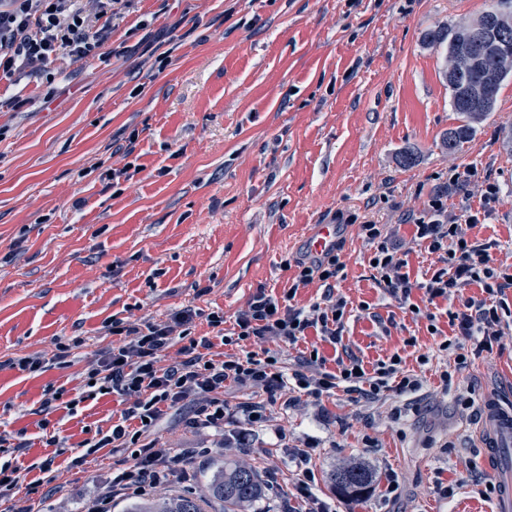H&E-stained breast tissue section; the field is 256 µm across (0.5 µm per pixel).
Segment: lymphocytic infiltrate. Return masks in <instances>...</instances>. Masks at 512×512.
Returning <instances> with one entry per match:
<instances>
[{"label": "lymphocytic infiltrate", "instance_id": "obj_1", "mask_svg": "<svg viewBox=\"0 0 512 512\" xmlns=\"http://www.w3.org/2000/svg\"><path fill=\"white\" fill-rule=\"evenodd\" d=\"M75 2L0 0V75L47 79L59 49L82 59L99 48L109 37L108 27L100 20L122 0H96L91 15ZM479 221V213L471 209L452 216L441 197L430 199L424 212L412 220L414 239L436 254L439 267L417 283L411 281L408 262L383 225L367 221L361 226L374 246L377 283L400 304H407L416 288L431 302L460 297V309L448 314L455 334L438 345L439 350L454 352V370L465 369L471 357L492 350L505 315L512 311L505 302L512 290V265L491 266L490 252L496 241H481L468 234ZM343 269L339 253L331 251L297 262L292 284L282 295L257 288L246 307L238 311L232 332L221 334L219 341L230 351L218 360L208 355L214 343L211 338L191 334L196 314L192 307L175 311L161 322L146 320L132 326L113 321L111 331L117 342L101 352L93 375L106 393L123 399L125 405L110 430L82 441L81 456L86 459L107 448L114 454L132 455L133 463L99 486L85 512H111L115 499L147 496L168 485L180 460L223 451L224 422L230 414H239L251 424L265 422L269 400L283 392L298 389L319 398L343 386L373 399L389 390L400 394L418 391L419 379L401 371L402 360L396 355L378 362L369 373L355 357L338 362L336 370L329 371L320 356L303 354L297 359V370L285 373L277 343L296 344L311 331L332 344L341 340L347 306L344 298L306 308L297 306L294 299L299 289L316 280L325 288H335ZM472 286L480 288V295H466V288ZM466 340L473 343L467 354L461 351ZM252 341L263 343V350H250ZM174 345L179 348V360L162 364L164 351ZM228 383L249 390L251 400L229 409L224 401ZM185 402L192 406L186 428L195 434L209 433V440L186 448H166L147 439V431L164 410ZM291 458L299 471L292 492L297 503L294 512H329L328 503L315 493V475L308 466L310 448L292 449Z\"/></svg>", "mask_w": 512, "mask_h": 512}]
</instances>
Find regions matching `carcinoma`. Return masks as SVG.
<instances>
[{"instance_id": "cac0c4a2", "label": "carcinoma", "mask_w": 512, "mask_h": 512, "mask_svg": "<svg viewBox=\"0 0 512 512\" xmlns=\"http://www.w3.org/2000/svg\"><path fill=\"white\" fill-rule=\"evenodd\" d=\"M491 19L496 29L492 57L475 61L467 57V41L471 25L437 27L423 37L426 45L445 50L444 79L448 84L454 111L462 123L444 136L448 152L459 150L475 133V124L495 110L502 83L512 76V0H496L477 21ZM331 486L347 498H359L370 486L373 475L362 464L348 465L332 471ZM265 487L257 471L243 462L224 461L211 474L201 495L184 492L157 499L137 498L129 503L127 512H205V501L224 505L222 512H249L264 496Z\"/></svg>"}]
</instances>
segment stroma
Segmentation results:
<instances>
[{"label":"stroma","mask_w":512,"mask_h":512,"mask_svg":"<svg viewBox=\"0 0 512 512\" xmlns=\"http://www.w3.org/2000/svg\"><path fill=\"white\" fill-rule=\"evenodd\" d=\"M490 5L134 0L110 20L94 56L58 52L53 82L0 80V99L20 102L0 109V433L28 443L15 459L23 483L42 478L52 460L58 490L44 512H81L129 464L109 453L75 461L79 443L108 430L120 410L89 380L112 345L106 324L160 322L190 305L193 336H215L209 313L230 324L256 288L282 294L315 224L341 229L345 330L335 346L311 333L285 348L286 367L314 347L330 371L347 353L368 369L397 354L421 389L373 400L341 388L319 399L296 393L289 407L272 405L254 447L191 464V484L172 492L202 491L227 457L255 467L262 481L279 480L252 512H283L294 481L288 449L310 443L318 492L336 512H495L497 493L481 479L511 483L512 462L487 469L474 431L491 378L512 397V324L444 385L440 373L454 357L437 343L453 334L448 314L458 300L437 299L432 322L412 314L377 286L360 229L367 220L385 225L411 279L425 278L437 257L414 242L404 216L438 194L449 213L480 209L488 176L499 198L469 234L496 241L494 265H512V152L501 144L502 127L512 126V80L473 139L448 153L442 140L459 116L442 79L443 52L423 42L427 30L473 21ZM408 151L415 162L406 167ZM112 169L120 177L107 178ZM62 343L72 347L64 364L54 359ZM27 355L42 357L43 371L7 367ZM49 389L61 397L47 409ZM53 436L66 442L64 454ZM355 463L373 483L348 499L328 475Z\"/></svg>","instance_id":"1"}]
</instances>
